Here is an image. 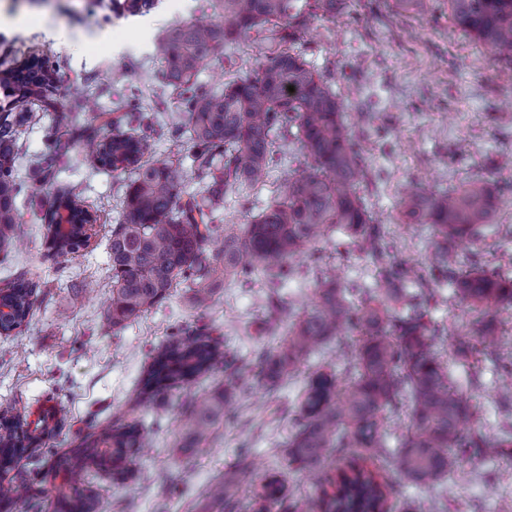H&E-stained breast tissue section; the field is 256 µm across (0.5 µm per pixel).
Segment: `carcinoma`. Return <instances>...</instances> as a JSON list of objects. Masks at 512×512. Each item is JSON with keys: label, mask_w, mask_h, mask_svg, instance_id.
<instances>
[{"label": "carcinoma", "mask_w": 512, "mask_h": 512, "mask_svg": "<svg viewBox=\"0 0 512 512\" xmlns=\"http://www.w3.org/2000/svg\"><path fill=\"white\" fill-rule=\"evenodd\" d=\"M221 21L175 24L162 37L158 51L164 60L168 85L180 91L188 114V134L194 148L190 167L203 182L197 192L181 187L172 163L153 160L152 135L142 130L146 115L141 102H126L122 119L141 131H116L112 139L98 138L85 127L52 138L49 151L37 167L49 181L58 161L78 143L93 167H110L129 174L122 220L107 238L111 260L112 297L106 320L114 328L136 321L167 299L182 284L191 292L194 307L207 308L217 292L231 281H249L256 274L276 282L295 275L294 262L315 248L321 231L340 227L373 267L374 283L367 301L359 304L353 289L344 288L325 271L315 289L311 311L293 323L280 350L259 359L250 377L227 360L222 344L198 334L175 338L155 350L139 382V399L152 400L162 391L196 377L227 368L224 390L189 403L181 420L185 452L199 450L224 420V403L252 387L257 380L275 388L284 376L305 365L309 356L342 331L362 336L355 350L348 380L317 371L309 377L303 400L293 412L294 431L285 443L286 464L292 471L323 470L333 452L353 449L347 469L325 482L318 501L296 498L286 512H390L391 487L381 475L399 469L411 482L435 489L458 471L465 455L483 457L507 441H492L481 430L463 434L462 422L470 409L448 371V362L436 352L440 329L427 318V308L447 281L481 324V335L495 347L496 359L512 367V345L497 337L491 307L512 306V281L493 269H462L457 240L476 229L497 223L500 194L487 180L428 192L408 189L399 211L411 224H429L437 236L429 257L432 277L389 255L381 225L373 223L360 195V161L347 112L331 84L295 50L312 20L336 19L348 0H211ZM449 17L490 52L512 53V0H448ZM256 32L263 35L265 61L259 71L245 74L222 88L205 87L196 74L215 50L229 47ZM18 83L22 96L29 86L43 88L52 73L36 75L19 70L3 77ZM294 87L289 91L288 87ZM291 138L300 144L304 167L288 173L282 190L257 215L242 224L214 223L216 211L231 193L256 181L277 164L273 142ZM16 140L10 126L0 123V251L13 246L18 216L19 185L13 178ZM47 249L66 257L89 245L73 236L60 241L53 225L45 227ZM71 303L81 304L97 292L96 284L82 280L72 285ZM37 285L21 274L0 297L10 309L0 333L8 336L27 323L38 298ZM289 309L280 297L269 295L267 321L275 324ZM480 350L461 341L452 359L467 364ZM407 409V434L398 448L387 446L389 415ZM0 414V471L19 459L23 423ZM146 444L135 424L99 421L77 448L60 456L56 468L63 485L56 498L62 512H100L90 488V470H112V479L134 476L132 448ZM242 469L224 467V476L208 488L217 503L237 506L242 492ZM8 497L13 512H32L39 506L29 495ZM286 498L276 478L262 486L259 512H272Z\"/></svg>", "instance_id": "cac0c4a2"}]
</instances>
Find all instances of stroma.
<instances>
[{"instance_id": "stroma-1", "label": "stroma", "mask_w": 512, "mask_h": 512, "mask_svg": "<svg viewBox=\"0 0 512 512\" xmlns=\"http://www.w3.org/2000/svg\"><path fill=\"white\" fill-rule=\"evenodd\" d=\"M113 3L0 0V71L34 53L47 60L56 80L50 108L41 101H16L11 89L0 85V115L16 122V175L22 184L17 241L8 256L0 255V288L19 271L45 285L28 324L0 335V402L12 403L30 424L61 407L67 412L55 434L26 453L10 476L39 500L54 499L62 483L54 469L58 454L76 448L97 421L134 419L149 445L135 455L134 479L117 482L104 473L95 478L102 512H225L207 489L226 465L237 462L244 466L245 493L236 512H256L252 494L274 476L287 488L318 497L308 473L278 466L293 430L288 411L308 373L344 375L354 333L333 337L324 352L311 355L303 372L284 378L276 390L259 386L239 395L204 452L194 455L178 446L182 411L223 387L225 371L196 378L146 405L138 401V383L156 347L203 326L223 337L224 352L239 371L250 372L259 355L275 352L293 318L309 311L321 270L333 269L340 285H365L373 280L367 258L338 228L326 230L317 251L300 258L297 276L280 283L278 292L290 301L291 313L273 326L266 322L269 290L260 277L225 285L202 311L192 307L184 288H175L138 321L115 329L104 317L112 296L106 238L123 213L126 175L89 168L78 148L60 160L54 182L43 183L31 173L48 149L52 125L106 124L116 119L120 96L135 91L144 105L164 102L153 118L155 158L177 162L186 191L199 187L196 173L180 162L191 142L169 134L173 122H186L187 115L177 92L163 84L157 48L172 25L215 21L219 15L209 0H159L136 15ZM298 48L348 105L360 149L361 195L382 225L391 255L422 263L433 245L429 225L401 224L397 201L409 183L438 188L490 177L503 200L499 221L478 240L461 244L459 253L463 261L474 259L512 277V166L501 165L512 155V125L497 119L512 108V64L460 32L449 18L448 0H352L335 21H315ZM263 61L253 33L217 50L198 81L220 87L255 73ZM274 150L281 165L228 199L224 220L237 223L244 214L260 212L285 170L303 160L287 141L277 140ZM65 192L96 212L97 223L88 248L57 258L46 248L44 225L56 197ZM83 279L96 281L98 292L84 305L70 306V286ZM428 317L446 328L438 339L443 350L454 348L461 335L476 334L473 315L454 299L451 286L440 289ZM449 369L473 411L468 428L512 440V428L501 425L512 374L490 360L473 368L453 363ZM387 478L391 512H512V447L465 461L441 493L394 470Z\"/></svg>"}]
</instances>
